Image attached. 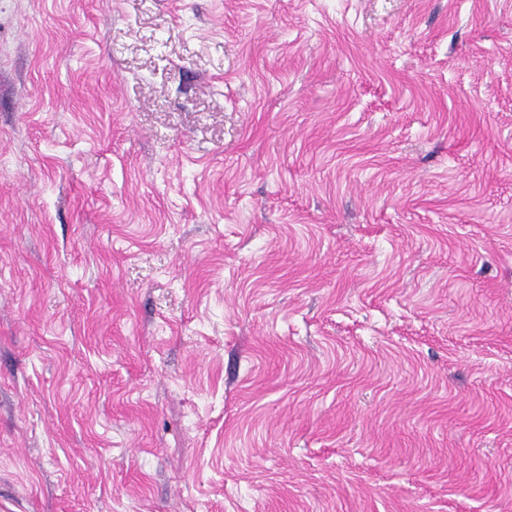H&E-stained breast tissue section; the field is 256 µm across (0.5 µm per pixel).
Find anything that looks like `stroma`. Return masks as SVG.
<instances>
[{
  "label": "stroma",
  "instance_id": "35a3bbf8",
  "mask_svg": "<svg viewBox=\"0 0 512 512\" xmlns=\"http://www.w3.org/2000/svg\"><path fill=\"white\" fill-rule=\"evenodd\" d=\"M0 512H512V0H0Z\"/></svg>",
  "mask_w": 512,
  "mask_h": 512
}]
</instances>
